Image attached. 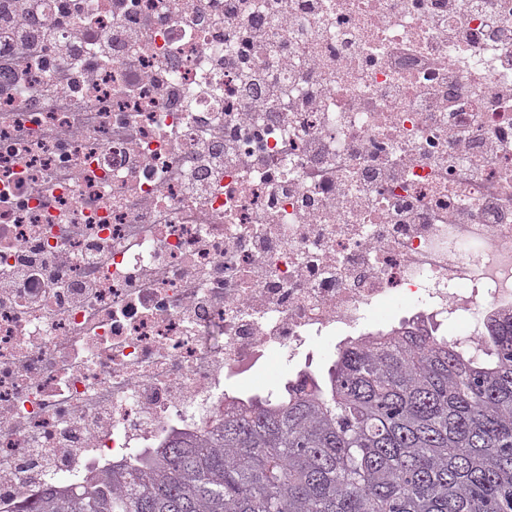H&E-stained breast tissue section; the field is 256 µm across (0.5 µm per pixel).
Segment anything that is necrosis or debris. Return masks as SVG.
<instances>
[{"mask_svg":"<svg viewBox=\"0 0 512 512\" xmlns=\"http://www.w3.org/2000/svg\"><path fill=\"white\" fill-rule=\"evenodd\" d=\"M38 2L56 42L0 46V512L389 302L469 345L512 307V0Z\"/></svg>","mask_w":512,"mask_h":512,"instance_id":"1","label":"necrosis or debris"}]
</instances>
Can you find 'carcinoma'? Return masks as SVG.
Here are the masks:
<instances>
[{
	"instance_id": "cac0c4a2",
	"label": "carcinoma",
	"mask_w": 512,
	"mask_h": 512,
	"mask_svg": "<svg viewBox=\"0 0 512 512\" xmlns=\"http://www.w3.org/2000/svg\"><path fill=\"white\" fill-rule=\"evenodd\" d=\"M478 347L420 320L348 337L327 375L48 488L22 512H512V308Z\"/></svg>"
}]
</instances>
